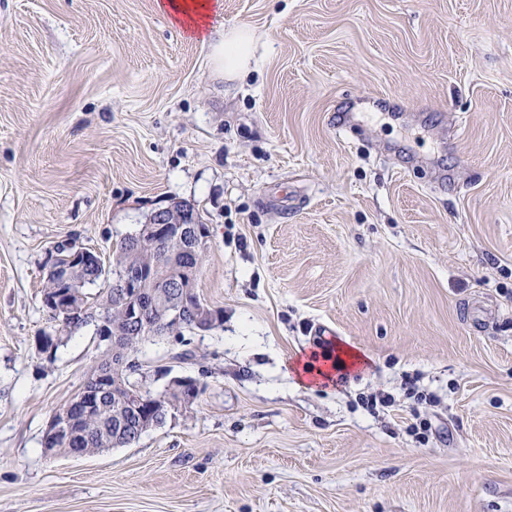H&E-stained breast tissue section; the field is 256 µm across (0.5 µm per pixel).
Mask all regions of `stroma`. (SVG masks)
I'll use <instances>...</instances> for the list:
<instances>
[{
    "instance_id": "stroma-1",
    "label": "stroma",
    "mask_w": 512,
    "mask_h": 512,
    "mask_svg": "<svg viewBox=\"0 0 512 512\" xmlns=\"http://www.w3.org/2000/svg\"><path fill=\"white\" fill-rule=\"evenodd\" d=\"M221 3L241 81L156 0H0V512H512V0ZM175 201L223 322L135 380L200 395L45 456L98 352L49 318L52 255L112 262ZM340 345L362 362L299 377ZM255 37L245 28L226 30L217 40L211 41L209 64L213 72L230 80H242L250 71L254 55Z\"/></svg>"
}]
</instances>
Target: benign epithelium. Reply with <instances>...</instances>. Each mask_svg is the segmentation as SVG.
<instances>
[{"label":"benign epithelium","instance_id":"obj_1","mask_svg":"<svg viewBox=\"0 0 512 512\" xmlns=\"http://www.w3.org/2000/svg\"><path fill=\"white\" fill-rule=\"evenodd\" d=\"M168 238L180 244L178 252L171 255V277L155 278V287H143L144 277L154 278V270L143 266L113 263L112 288L119 315L108 323L97 321L99 340L112 344V370L99 371L80 394L63 411L62 419H52L45 430V449L54 455L51 446L80 441V428L91 411L101 403L103 396L112 390V378L131 375L139 370V361L125 349L130 335L160 336L169 334L178 325L191 324L193 330L206 332L217 325L214 311L199 302L195 296L194 273L198 265L186 264L185 257L200 260L208 248L209 232L190 219L186 211L167 207L154 212L131 241L133 252L150 250L160 240ZM76 255H56L54 276L61 287L68 286L69 265ZM63 303L57 308L64 312L61 324L71 329L90 319V313L73 300L72 292L62 294ZM198 385L192 380L174 377L157 394L150 397L137 386H128L120 396L121 418L112 435L114 443H130L143 433L163 425L166 415H174L176 404L170 394L176 393L180 404H191L197 395Z\"/></svg>","mask_w":512,"mask_h":512}]
</instances>
